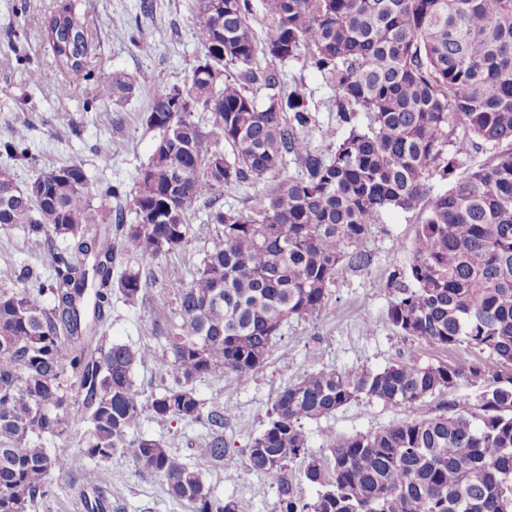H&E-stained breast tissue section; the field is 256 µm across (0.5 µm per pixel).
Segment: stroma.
Returning a JSON list of instances; mask_svg holds the SVG:
<instances>
[{
	"mask_svg": "<svg viewBox=\"0 0 512 512\" xmlns=\"http://www.w3.org/2000/svg\"><path fill=\"white\" fill-rule=\"evenodd\" d=\"M73 7L84 21L93 50L86 68L95 77L146 73L150 82L121 105L95 102L93 80L72 73L63 75L69 86L60 94L46 80L53 65L50 47L42 41L43 21L52 12ZM195 0H0V141L24 130L29 158L0 156V168H11L18 185L61 165L83 164L92 186L121 185L131 192L138 170L145 165L160 137L146 123L155 93L183 85L187 64L195 54ZM284 81L296 83L304 93L315 124L309 130L313 148L330 153L326 130L339 127L333 91L304 59L279 65ZM94 109H87V102ZM416 215L399 209L384 211L368 239L372 262L367 269L341 268L320 313L311 319H290L284 324L266 363L250 384L232 377L203 378L196 390L206 402L231 408L224 423V438L242 451L260 435L266 411L275 393L305 374L335 368L357 372L381 370L414 357L420 363L469 359V351L448 352L398 334L387 320L391 297L385 281L392 264L410 260L409 244ZM205 241L192 239L181 248L142 266L139 254L123 245V258L115 275L143 268L148 280L145 295L133 303L122 295L112 298L110 341L157 346L155 329L165 320L155 301L175 283H189L207 250ZM49 255L31 251L21 228L0 229V287L10 288L23 266L46 268ZM435 398L412 407H390L364 399L334 414L305 423L310 454H326L330 435L365 434L408 418L439 414ZM137 433L162 442L188 464L200 470L212 495L236 498L246 512H273L276 492L246 468L230 469L209 459L205 452L209 431L204 424L157 418L143 410ZM104 498L103 512H191L188 503L172 498L157 475L139 470L126 450H119L98 470L95 486L82 477L54 482L48 497L32 512H87L86 500Z\"/></svg>",
	"mask_w": 512,
	"mask_h": 512,
	"instance_id": "35a3bbf8",
	"label": "stroma"
}]
</instances>
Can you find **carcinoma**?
<instances>
[{
  "mask_svg": "<svg viewBox=\"0 0 512 512\" xmlns=\"http://www.w3.org/2000/svg\"><path fill=\"white\" fill-rule=\"evenodd\" d=\"M271 21L258 35L250 0H196L201 51L190 79L152 99L148 126L160 131L140 169L126 223L118 185L91 192L76 163L25 188L0 169V228L21 227L51 252L50 268H23L0 288V512H28L53 479L97 468L121 448L163 479L192 512H246L211 496L199 470L144 436L126 443L148 407L159 418L208 426L206 453L233 468L224 408L207 405L195 382L233 376L247 385L291 318L321 311L343 264L370 265L367 243L386 209L417 213L406 265H392L389 323L403 336L468 361L381 371L335 368L280 389L245 467L275 489L273 512H512V0H265ZM43 38L56 73L85 72L92 47L68 9ZM304 57L334 92L347 134L328 156L307 138L313 116L300 89L257 55ZM273 90L257 106L252 86ZM141 82L102 80L96 99L119 102ZM201 113L197 122L191 113ZM371 115L367 127L356 115ZM18 132L0 153L28 155ZM488 162L463 169L484 147ZM296 165L283 175L288 162ZM463 173L431 195V181ZM272 180L267 202L224 209L217 193ZM206 200L198 223L189 208ZM210 243L192 281L172 286L158 371L163 392L145 404L136 366L149 345L110 343L114 291L131 303L147 286L141 270L117 282L129 242L145 263L191 239ZM49 295L50 304L42 298ZM468 387L475 397L455 392ZM411 407L440 397L442 413L351 436L327 437L326 459L308 454L304 423L360 398ZM87 429L78 453L45 447L75 422ZM299 464L298 475L292 465ZM320 487L306 501L294 480Z\"/></svg>",
  "mask_w": 512,
  "mask_h": 512,
  "instance_id": "1",
  "label": "carcinoma"
}]
</instances>
